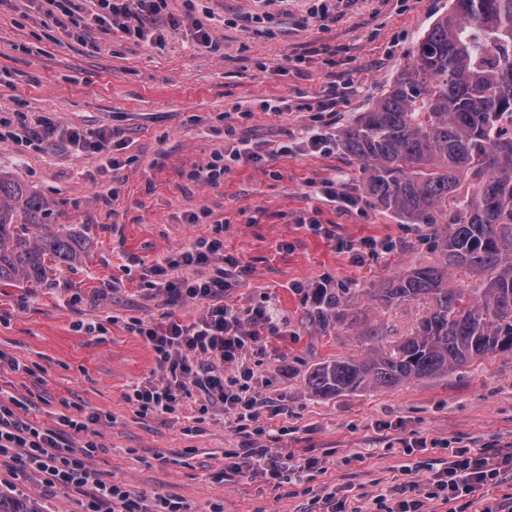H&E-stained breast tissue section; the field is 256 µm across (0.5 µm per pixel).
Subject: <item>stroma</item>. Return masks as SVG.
I'll return each instance as SVG.
<instances>
[{"instance_id": "stroma-1", "label": "stroma", "mask_w": 512, "mask_h": 512, "mask_svg": "<svg viewBox=\"0 0 512 512\" xmlns=\"http://www.w3.org/2000/svg\"><path fill=\"white\" fill-rule=\"evenodd\" d=\"M336 19L312 17V0H285L271 35L237 26L253 0H168L154 27L163 45L103 31L88 16L91 0H75L87 23L80 35L58 28L42 0H0V113L48 117L61 129L118 128L124 147L94 156L63 141L46 150L0 141V169L35 187L50 203V224L70 229L86 244L83 257L52 265L41 285H0V393L28 400V417L51 425L59 415L100 414L93 429L106 447L92 465L107 479L147 495L173 492L191 512H315L314 495L335 494L368 512L369 499L409 479L425 482L448 453L443 443L498 462L512 454V355L476 359L447 375L401 386L323 397L307 386L309 373L336 357L362 358L373 347L362 332L377 326L378 346L391 349L412 335L431 304L425 298L393 305L377 295L413 269L440 263L435 226L411 224L365 198L361 162L340 148L315 152L306 128L339 133L367 111L412 60L424 34L450 0H335ZM221 45L200 46L194 24ZM335 94L331 112L317 102ZM271 98L286 99L277 115ZM258 146L260 163L232 166L217 184L189 174L223 150L224 127ZM289 153H279L281 143ZM325 181L359 197L355 207H330L316 191ZM208 209L224 223V251L250 273L231 289L227 305L239 313L266 302L286 326L265 341L256 365L258 423L275 439L271 448L293 461L321 460L303 472L296 493L284 495L262 474L225 471L224 452L243 439L212 408L199 430L185 434L204 399H181L175 413L141 415L126 399L137 384L161 382L152 347L132 333V319L160 322L170 313L197 321V302L169 305L148 286L151 266L197 237L208 224L184 217ZM358 240L389 242L390 251L353 262L314 235L306 219ZM330 274L345 291L340 318L325 320L294 291ZM20 371H12L11 362ZM438 441V448L405 453L408 433ZM415 477H408V470ZM32 472L15 477L0 466V489L35 498L41 512H80L83 496L71 489L47 493ZM512 512V472L498 483L424 512H481L486 504Z\"/></svg>"}]
</instances>
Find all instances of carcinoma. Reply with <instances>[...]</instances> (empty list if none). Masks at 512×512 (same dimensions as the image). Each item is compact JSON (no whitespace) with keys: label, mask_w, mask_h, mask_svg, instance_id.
Wrapping results in <instances>:
<instances>
[{"label":"carcinoma","mask_w":512,"mask_h":512,"mask_svg":"<svg viewBox=\"0 0 512 512\" xmlns=\"http://www.w3.org/2000/svg\"><path fill=\"white\" fill-rule=\"evenodd\" d=\"M343 151L368 168L366 193L411 224L457 219L435 243L444 262L382 289L388 303L425 296L432 308L391 352L336 358L308 388L332 396L448 374L477 358L512 355V0H451L416 42L390 89L342 130ZM472 183L460 195L461 179ZM50 204L0 170V284L41 283L50 264L81 256L76 235L49 230ZM482 276L465 292L446 271ZM0 512H39L0 491Z\"/></svg>","instance_id":"obj_1"}]
</instances>
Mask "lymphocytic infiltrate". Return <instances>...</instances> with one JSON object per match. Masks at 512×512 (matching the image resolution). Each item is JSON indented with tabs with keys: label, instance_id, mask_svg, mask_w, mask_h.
I'll return each instance as SVG.
<instances>
[{
	"label": "lymphocytic infiltrate",
	"instance_id": "obj_1",
	"mask_svg": "<svg viewBox=\"0 0 512 512\" xmlns=\"http://www.w3.org/2000/svg\"><path fill=\"white\" fill-rule=\"evenodd\" d=\"M94 6L95 19L106 32L144 41L151 24L165 16L168 0H94ZM22 130L25 142L36 148H45L59 137L91 154L120 135L116 129L75 128L62 132L44 117L23 125ZM224 136L232 140V148L214 153L206 166L191 172L192 180L215 184L232 165L255 159V152L249 143L237 138L233 126H225ZM190 266H205L209 272L199 279L174 277V270ZM152 273L158 276L157 286L167 303L195 301L203 304L204 313L191 324L171 317L157 324L132 320L131 331L152 347L165 378L159 383L135 386L127 394V401L144 416L170 414L176 409V391L193 386L205 395L199 414H208L211 406L221 405L231 414L236 434L247 439L264 435V428L256 424L258 402L251 385L255 371L247 356L259 352L262 337L280 335L282 327L266 306H254L241 315L225 304L226 293L248 270L225 255L222 221H215L211 232L167 257ZM25 410V403L16 397L0 395V459H6L11 470L40 473L47 491L62 487L84 493L81 512H190L177 494L147 497L119 481L103 478L92 461L105 447L95 439L87 419L64 416L60 428H48L30 420ZM259 463L266 465L275 488L293 484V477L286 474L280 456L272 449L247 443L224 453L225 470L235 474ZM499 475V469L491 467L485 457L455 451L446 467L429 477L432 489L427 498L446 505L497 481Z\"/></svg>",
	"mask_w": 512,
	"mask_h": 512
}]
</instances>
